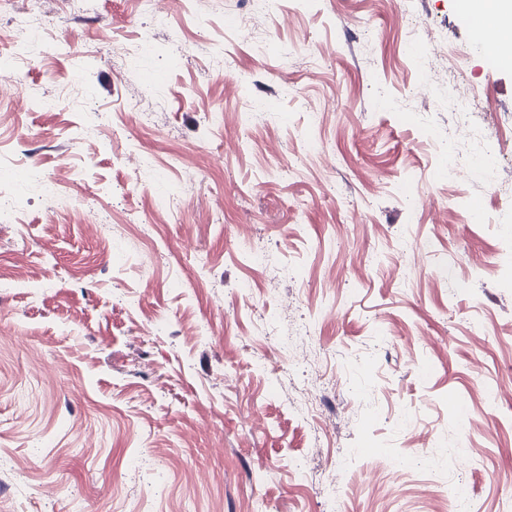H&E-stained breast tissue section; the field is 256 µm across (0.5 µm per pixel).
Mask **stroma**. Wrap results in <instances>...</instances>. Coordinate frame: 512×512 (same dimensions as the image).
I'll use <instances>...</instances> for the list:
<instances>
[{
	"mask_svg": "<svg viewBox=\"0 0 512 512\" xmlns=\"http://www.w3.org/2000/svg\"><path fill=\"white\" fill-rule=\"evenodd\" d=\"M155 3L41 0L0 90V512H512V65L460 0ZM37 4H39V0L28 1L23 32L13 40L18 48L16 64L30 60L34 50H38L39 56H42L46 50L52 47L46 37V27L43 24L41 12L36 7Z\"/></svg>",
	"mask_w": 512,
	"mask_h": 512,
	"instance_id": "1",
	"label": "stroma"
}]
</instances>
